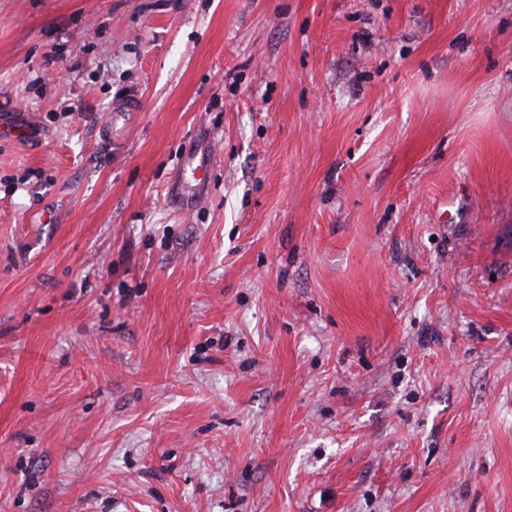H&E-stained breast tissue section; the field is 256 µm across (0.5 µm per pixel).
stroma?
Wrapping results in <instances>:
<instances>
[{
	"instance_id": "1",
	"label": "stroma",
	"mask_w": 512,
	"mask_h": 512,
	"mask_svg": "<svg viewBox=\"0 0 512 512\" xmlns=\"http://www.w3.org/2000/svg\"><path fill=\"white\" fill-rule=\"evenodd\" d=\"M0 512H512V0H0Z\"/></svg>"
}]
</instances>
